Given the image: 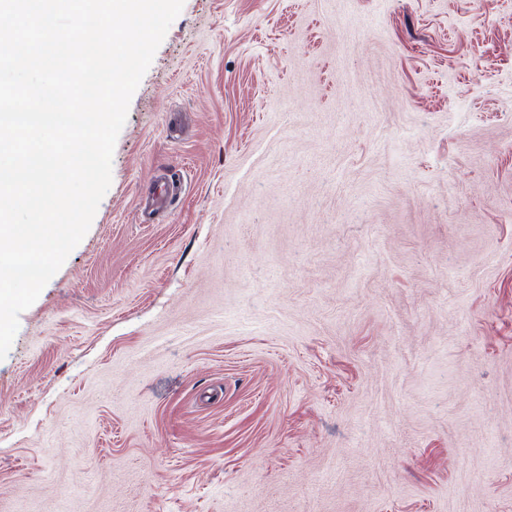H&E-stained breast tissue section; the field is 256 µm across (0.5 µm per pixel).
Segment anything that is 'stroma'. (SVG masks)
<instances>
[{"mask_svg":"<svg viewBox=\"0 0 512 512\" xmlns=\"http://www.w3.org/2000/svg\"><path fill=\"white\" fill-rule=\"evenodd\" d=\"M0 512H512V0H185L0 360Z\"/></svg>","mask_w":512,"mask_h":512,"instance_id":"obj_1","label":"stroma"}]
</instances>
